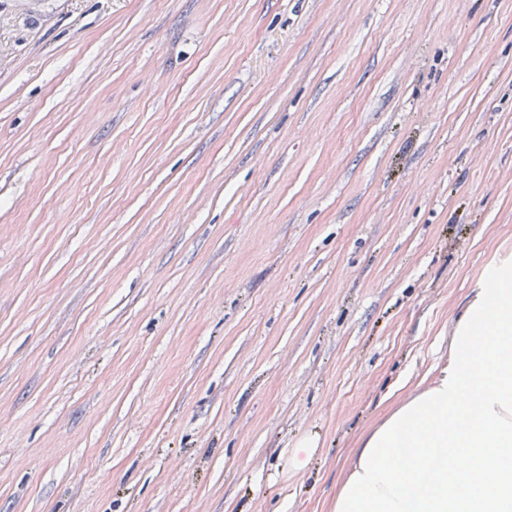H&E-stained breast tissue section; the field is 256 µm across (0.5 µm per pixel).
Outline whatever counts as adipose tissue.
Instances as JSON below:
<instances>
[{"label":"adipose tissue","instance_id":"ef3b65f1","mask_svg":"<svg viewBox=\"0 0 512 512\" xmlns=\"http://www.w3.org/2000/svg\"><path fill=\"white\" fill-rule=\"evenodd\" d=\"M361 440L333 512H512V265L460 319L448 360Z\"/></svg>","mask_w":512,"mask_h":512}]
</instances>
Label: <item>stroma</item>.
<instances>
[{"mask_svg":"<svg viewBox=\"0 0 512 512\" xmlns=\"http://www.w3.org/2000/svg\"><path fill=\"white\" fill-rule=\"evenodd\" d=\"M512 259V0H0V512H333Z\"/></svg>","mask_w":512,"mask_h":512,"instance_id":"stroma-1","label":"stroma"}]
</instances>
